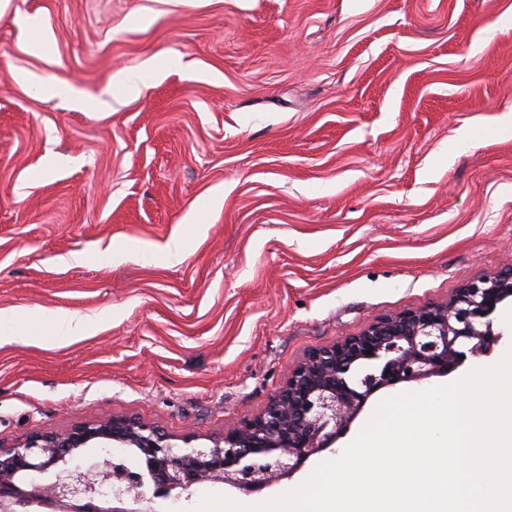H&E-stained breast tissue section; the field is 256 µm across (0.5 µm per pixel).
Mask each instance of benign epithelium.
<instances>
[{
  "label": "benign epithelium",
  "mask_w": 512,
  "mask_h": 512,
  "mask_svg": "<svg viewBox=\"0 0 512 512\" xmlns=\"http://www.w3.org/2000/svg\"><path fill=\"white\" fill-rule=\"evenodd\" d=\"M509 297L512 267L465 283L444 304L407 308L312 351L264 410L209 446L185 439L181 447L130 418L0 444V512H151L150 497L204 482L261 491L332 449L380 390L445 376L489 355L502 336L495 313ZM104 448H134L144 468Z\"/></svg>",
  "instance_id": "obj_1"
}]
</instances>
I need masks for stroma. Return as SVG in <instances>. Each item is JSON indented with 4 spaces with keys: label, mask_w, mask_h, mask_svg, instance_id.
<instances>
[{
    "label": "stroma",
    "mask_w": 512,
    "mask_h": 512,
    "mask_svg": "<svg viewBox=\"0 0 512 512\" xmlns=\"http://www.w3.org/2000/svg\"><path fill=\"white\" fill-rule=\"evenodd\" d=\"M511 110L512 0H5L0 311L29 332L0 343V444L218 436L309 352L511 267ZM55 311L91 327L48 341ZM207 494L253 497L151 508Z\"/></svg>",
    "instance_id": "stroma-1"
}]
</instances>
